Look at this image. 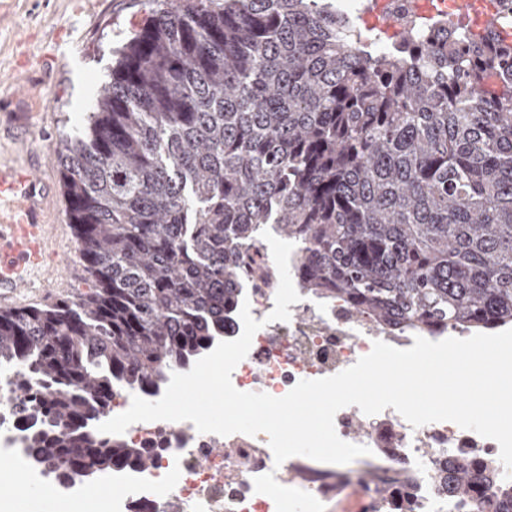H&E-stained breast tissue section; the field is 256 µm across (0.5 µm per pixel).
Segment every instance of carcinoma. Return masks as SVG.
I'll return each mask as SVG.
<instances>
[{
    "label": "carcinoma",
    "instance_id": "cac0c4a2",
    "mask_svg": "<svg viewBox=\"0 0 512 512\" xmlns=\"http://www.w3.org/2000/svg\"><path fill=\"white\" fill-rule=\"evenodd\" d=\"M398 41L336 0H164L117 50L59 153L88 291L0 317L34 465L63 485L149 464L87 421L224 339L268 226L302 290L393 332L512 324V48ZM492 477L459 457L437 490L482 512Z\"/></svg>",
    "mask_w": 512,
    "mask_h": 512
}]
</instances>
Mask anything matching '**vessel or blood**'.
Listing matches in <instances>:
<instances>
[{"instance_id": "1", "label": "vessel or blood", "mask_w": 512, "mask_h": 512, "mask_svg": "<svg viewBox=\"0 0 512 512\" xmlns=\"http://www.w3.org/2000/svg\"><path fill=\"white\" fill-rule=\"evenodd\" d=\"M29 177L0 171V201L31 194ZM50 225L38 223L31 212L18 222L0 224V310L19 306L21 293L29 288L28 274L41 267L50 239Z\"/></svg>"}]
</instances>
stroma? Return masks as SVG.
<instances>
[{
    "instance_id": "obj_1",
    "label": "stroma",
    "mask_w": 512,
    "mask_h": 512,
    "mask_svg": "<svg viewBox=\"0 0 512 512\" xmlns=\"http://www.w3.org/2000/svg\"><path fill=\"white\" fill-rule=\"evenodd\" d=\"M158 0H0V168L31 174L42 223L56 225L47 269L25 299L52 305L86 292L66 212L58 149L83 131L113 48L139 31Z\"/></svg>"
}]
</instances>
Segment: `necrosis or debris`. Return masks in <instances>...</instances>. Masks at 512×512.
<instances>
[{
  "label": "necrosis or debris",
  "instance_id": "necrosis-or-debris-1",
  "mask_svg": "<svg viewBox=\"0 0 512 512\" xmlns=\"http://www.w3.org/2000/svg\"><path fill=\"white\" fill-rule=\"evenodd\" d=\"M390 24L383 31L395 40L399 29L412 28L422 39L437 38L435 21L466 16L472 32H479L483 12L512 16V0H377ZM250 311L262 327L248 355L233 370L234 387L244 392L286 395L303 379L334 375L371 352L375 341L396 348L412 347L414 338L351 313L343 301L322 302L302 295L291 305L286 322H268L279 285L267 276L272 265L268 243L244 255ZM0 381V457L11 460L25 488L41 484L42 473L25 452L21 415L8 400ZM338 436L369 447L368 455L345 465L294 456L276 463L266 434L234 433L219 436L198 432L188 421L137 422L121 439L149 456L145 467L114 470L109 478L119 493L112 512H373V492L364 486L360 471L375 462L385 477L404 473L415 493L411 512H472L466 497L437 493L434 481L444 459L477 455L495 464L504 475L496 441L450 421L412 427L393 408L368 416L358 406L341 409L334 419Z\"/></svg>",
  "mask_w": 512,
  "mask_h": 512
}]
</instances>
